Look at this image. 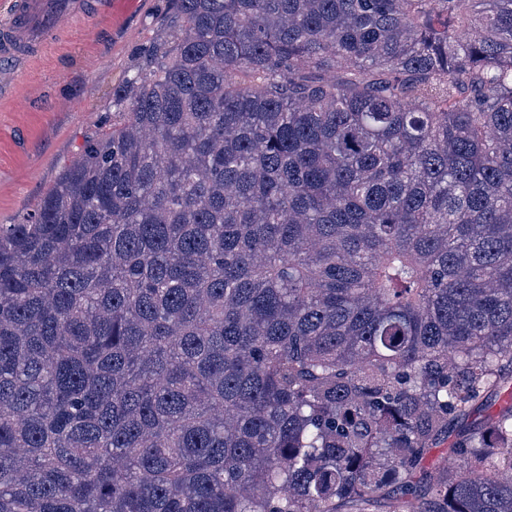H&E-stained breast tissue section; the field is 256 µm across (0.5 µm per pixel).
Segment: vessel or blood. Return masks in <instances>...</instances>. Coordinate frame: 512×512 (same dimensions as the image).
I'll return each instance as SVG.
<instances>
[{
    "label": "vessel or blood",
    "mask_w": 512,
    "mask_h": 512,
    "mask_svg": "<svg viewBox=\"0 0 512 512\" xmlns=\"http://www.w3.org/2000/svg\"><path fill=\"white\" fill-rule=\"evenodd\" d=\"M0 21V59H13L62 31L66 19L82 18L79 0H10Z\"/></svg>",
    "instance_id": "1"
}]
</instances>
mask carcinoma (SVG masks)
<instances>
[{"label": "carcinoma", "mask_w": 512, "mask_h": 512, "mask_svg": "<svg viewBox=\"0 0 512 512\" xmlns=\"http://www.w3.org/2000/svg\"><path fill=\"white\" fill-rule=\"evenodd\" d=\"M169 4L0 225V512H512V0Z\"/></svg>", "instance_id": "1"}]
</instances>
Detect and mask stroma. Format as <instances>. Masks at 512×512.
Wrapping results in <instances>:
<instances>
[{
    "label": "stroma",
    "instance_id": "stroma-1",
    "mask_svg": "<svg viewBox=\"0 0 512 512\" xmlns=\"http://www.w3.org/2000/svg\"><path fill=\"white\" fill-rule=\"evenodd\" d=\"M168 0H139L52 38L0 96V224H17L76 160L88 141L112 125V100L148 39L172 30Z\"/></svg>",
    "mask_w": 512,
    "mask_h": 512
}]
</instances>
